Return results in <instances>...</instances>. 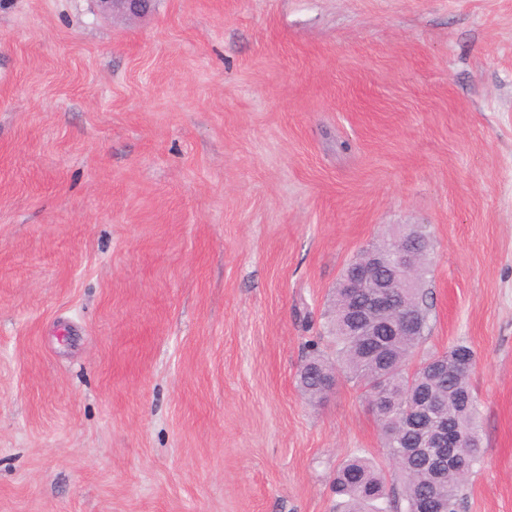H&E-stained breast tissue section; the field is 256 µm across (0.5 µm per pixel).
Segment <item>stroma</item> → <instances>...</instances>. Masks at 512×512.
I'll list each match as a JSON object with an SVG mask.
<instances>
[{"label":"stroma","mask_w":512,"mask_h":512,"mask_svg":"<svg viewBox=\"0 0 512 512\" xmlns=\"http://www.w3.org/2000/svg\"><path fill=\"white\" fill-rule=\"evenodd\" d=\"M431 233L512 512V0H0V512H336L359 390L298 385L350 261ZM99 11L107 16L137 18L146 14L153 0H96Z\"/></svg>","instance_id":"35a3bbf8"}]
</instances>
